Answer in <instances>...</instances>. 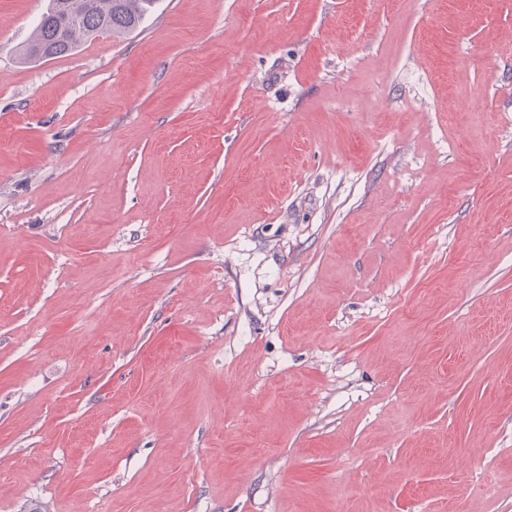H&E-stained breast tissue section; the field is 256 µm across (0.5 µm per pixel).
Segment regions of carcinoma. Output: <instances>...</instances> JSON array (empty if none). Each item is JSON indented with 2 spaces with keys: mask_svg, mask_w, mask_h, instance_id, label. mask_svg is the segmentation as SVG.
<instances>
[{
  "mask_svg": "<svg viewBox=\"0 0 512 512\" xmlns=\"http://www.w3.org/2000/svg\"><path fill=\"white\" fill-rule=\"evenodd\" d=\"M155 0H49L23 55L37 59L46 47L54 57L66 56L101 33L123 34L140 27Z\"/></svg>",
  "mask_w": 512,
  "mask_h": 512,
  "instance_id": "obj_1",
  "label": "carcinoma"
}]
</instances>
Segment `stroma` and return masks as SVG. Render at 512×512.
<instances>
[{"label": "stroma", "instance_id": "stroma-1", "mask_svg": "<svg viewBox=\"0 0 512 512\" xmlns=\"http://www.w3.org/2000/svg\"><path fill=\"white\" fill-rule=\"evenodd\" d=\"M0 0V512H512V0ZM155 0H49L48 7L28 40L23 55L40 60L42 47L54 58L76 51L101 33L123 34L140 27ZM47 59L48 52L39 50Z\"/></svg>", "mask_w": 512, "mask_h": 512}]
</instances>
